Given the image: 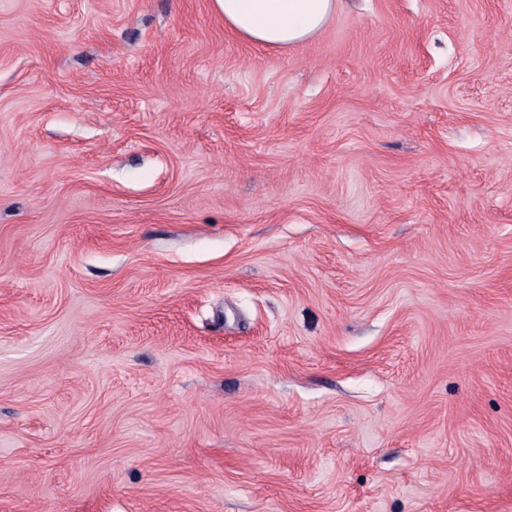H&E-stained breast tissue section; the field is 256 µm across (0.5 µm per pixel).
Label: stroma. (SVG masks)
Returning a JSON list of instances; mask_svg holds the SVG:
<instances>
[{
    "mask_svg": "<svg viewBox=\"0 0 512 512\" xmlns=\"http://www.w3.org/2000/svg\"><path fill=\"white\" fill-rule=\"evenodd\" d=\"M0 512H512V0H0ZM224 24L250 42L279 49L317 34L336 11L335 0H214Z\"/></svg>",
    "mask_w": 512,
    "mask_h": 512,
    "instance_id": "obj_1",
    "label": "stroma"
}]
</instances>
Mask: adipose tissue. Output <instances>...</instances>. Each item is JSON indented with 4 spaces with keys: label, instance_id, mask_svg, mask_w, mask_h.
I'll return each instance as SVG.
<instances>
[{
    "label": "adipose tissue",
    "instance_id": "ef3b65f1",
    "mask_svg": "<svg viewBox=\"0 0 512 512\" xmlns=\"http://www.w3.org/2000/svg\"><path fill=\"white\" fill-rule=\"evenodd\" d=\"M224 24L250 42L285 49L317 34L336 0H214Z\"/></svg>",
    "mask_w": 512,
    "mask_h": 512
}]
</instances>
